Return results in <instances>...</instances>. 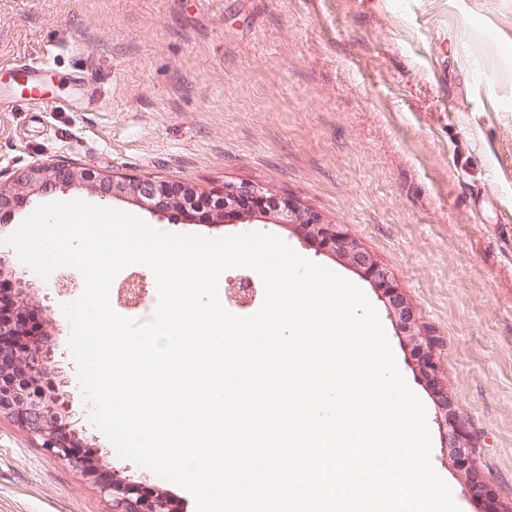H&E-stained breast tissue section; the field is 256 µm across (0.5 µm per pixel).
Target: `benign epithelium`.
Masks as SVG:
<instances>
[{"mask_svg": "<svg viewBox=\"0 0 512 512\" xmlns=\"http://www.w3.org/2000/svg\"><path fill=\"white\" fill-rule=\"evenodd\" d=\"M79 187L102 198H129L149 211L187 212L206 210L208 221L217 227L231 220L250 223L256 218L274 216L281 224L295 226L316 249L333 253L355 269L381 297L396 321L416 361L420 378L435 392L443 417L444 447L466 477L471 492L489 501L493 512H502L489 486L469 465L471 440L456 422L448 391L440 386L431 341L422 332L407 299L393 283L390 271L377 262L355 240L342 233L338 225L326 221L321 213L294 199L280 200L269 189L250 182L224 185V191L207 195L192 185L153 177L106 176L92 167H78L68 161L36 163L11 181L0 180V219L30 203V197L47 190ZM0 279L13 287L0 290V416H7L29 434L41 440L49 454L64 460L94 480L112 500V512H166L163 497H147L139 483L100 478V468L83 458L78 432L63 419L70 414L69 401L60 393L63 381L51 367L52 349L45 345L44 326L33 324V288L17 277L9 261L0 255Z\"/></svg>", "mask_w": 512, "mask_h": 512, "instance_id": "benign-epithelium-1", "label": "benign epithelium"}]
</instances>
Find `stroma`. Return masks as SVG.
I'll return each mask as SVG.
<instances>
[{
    "label": "stroma",
    "instance_id": "1",
    "mask_svg": "<svg viewBox=\"0 0 512 512\" xmlns=\"http://www.w3.org/2000/svg\"><path fill=\"white\" fill-rule=\"evenodd\" d=\"M0 175L66 160L217 193L248 181L340 225L386 267L434 346L476 474L512 507V0H0ZM170 233L277 236L376 308L426 408L431 463L460 512H489L444 449L430 387L378 289L273 220L212 227L74 188ZM50 310L52 366L73 426L106 471L162 487L89 420L60 294L5 246ZM0 512H112L79 469L0 417Z\"/></svg>",
    "mask_w": 512,
    "mask_h": 512
}]
</instances>
